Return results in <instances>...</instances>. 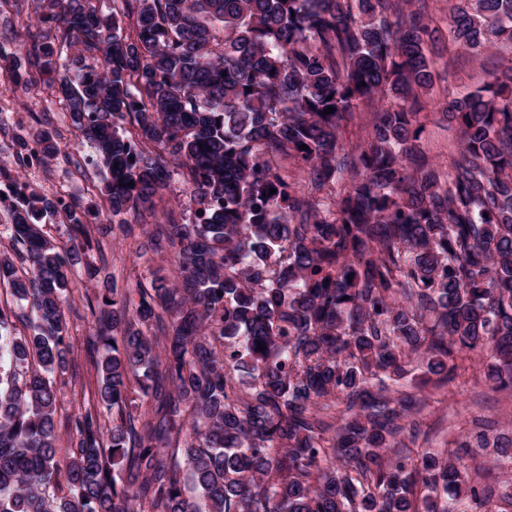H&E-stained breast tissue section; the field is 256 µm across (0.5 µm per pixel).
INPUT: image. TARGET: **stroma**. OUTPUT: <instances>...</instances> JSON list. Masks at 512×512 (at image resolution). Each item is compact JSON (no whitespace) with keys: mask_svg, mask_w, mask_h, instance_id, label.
<instances>
[{"mask_svg":"<svg viewBox=\"0 0 512 512\" xmlns=\"http://www.w3.org/2000/svg\"><path fill=\"white\" fill-rule=\"evenodd\" d=\"M511 60L512 51L507 49L476 58L450 50L438 58L433 88L422 100L427 126L422 148L435 164L451 168L458 148L455 131L447 125L439 109L440 102L483 85L489 81L491 71L504 68ZM0 108L16 114L7 133H0V160L9 162L13 159L12 133L38 125L59 132L62 145H71L78 140L62 99L48 90L25 93L0 78ZM22 174L32 189L49 194L58 192L78 200L87 213L89 229L105 223L106 212L95 187L99 174L81 155H73L67 161L58 160L37 170L26 168ZM143 241V236L137 232L129 236L118 231L104 235L100 238L99 249L91 251L90 258L95 262L106 259V274L113 276L122 288L146 286L156 277L176 278L175 254L138 256L137 250ZM70 286L72 294L64 309L69 324L71 354L58 386L63 413L75 414L93 398L97 386L95 370L86 354L87 342L93 334V320L83 297L95 293L98 285L78 273ZM481 369V361L468 362L466 370L460 371L452 382L440 387L430 384L418 391L417 396L423 400L424 407L418 415L421 427L417 447H446L476 415L494 420L499 433L512 436V390H497L482 381Z\"/></svg>","mask_w":512,"mask_h":512,"instance_id":"1","label":"stroma"}]
</instances>
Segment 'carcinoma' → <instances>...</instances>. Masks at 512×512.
Returning a JSON list of instances; mask_svg holds the SVG:
<instances>
[{
  "label": "carcinoma",
  "mask_w": 512,
  "mask_h": 512,
  "mask_svg": "<svg viewBox=\"0 0 512 512\" xmlns=\"http://www.w3.org/2000/svg\"><path fill=\"white\" fill-rule=\"evenodd\" d=\"M34 2L31 18L0 0L25 28L0 75L25 92L52 77L107 216L153 213L175 174L194 208L147 231L177 279L87 299L97 391L60 415L72 269L109 276L85 261L81 206L20 180L30 144L48 166L60 143L14 136L0 512H512V481L468 463L492 448L512 470L482 416L452 449L386 454L418 435L417 373L484 353L486 381L512 389V66L445 103L459 150L442 172L419 148L441 33L408 0ZM448 12L469 54L512 46V0ZM378 96L390 105L347 150ZM60 209L66 249L42 224Z\"/></svg>",
  "instance_id": "obj_1"
}]
</instances>
